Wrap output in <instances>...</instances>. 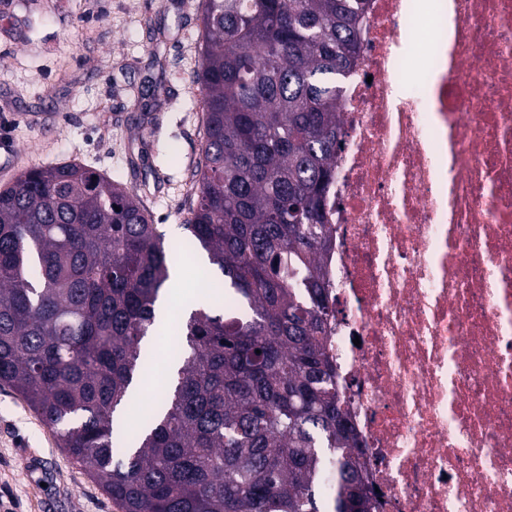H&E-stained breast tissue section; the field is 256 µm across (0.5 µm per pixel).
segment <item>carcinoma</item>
Instances as JSON below:
<instances>
[{"instance_id": "carcinoma-1", "label": "carcinoma", "mask_w": 512, "mask_h": 512, "mask_svg": "<svg viewBox=\"0 0 512 512\" xmlns=\"http://www.w3.org/2000/svg\"><path fill=\"white\" fill-rule=\"evenodd\" d=\"M364 2L199 0L205 141L181 228L210 299L181 321L163 412L121 443L174 250L84 164L0 189V384L119 512H377L320 262Z\"/></svg>"}]
</instances>
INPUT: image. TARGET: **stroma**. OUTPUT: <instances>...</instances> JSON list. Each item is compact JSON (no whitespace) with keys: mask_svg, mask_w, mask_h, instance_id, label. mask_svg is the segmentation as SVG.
<instances>
[{"mask_svg":"<svg viewBox=\"0 0 512 512\" xmlns=\"http://www.w3.org/2000/svg\"><path fill=\"white\" fill-rule=\"evenodd\" d=\"M198 0H0V187L78 161L133 191L170 240L196 198L205 114ZM13 512H119L0 386Z\"/></svg>","mask_w":512,"mask_h":512,"instance_id":"35a3bbf8","label":"stroma"}]
</instances>
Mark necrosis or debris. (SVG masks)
<instances>
[{
	"label": "necrosis or debris",
	"instance_id": "1",
	"mask_svg": "<svg viewBox=\"0 0 512 512\" xmlns=\"http://www.w3.org/2000/svg\"><path fill=\"white\" fill-rule=\"evenodd\" d=\"M324 326L380 512H512V0H369Z\"/></svg>",
	"mask_w": 512,
	"mask_h": 512
}]
</instances>
